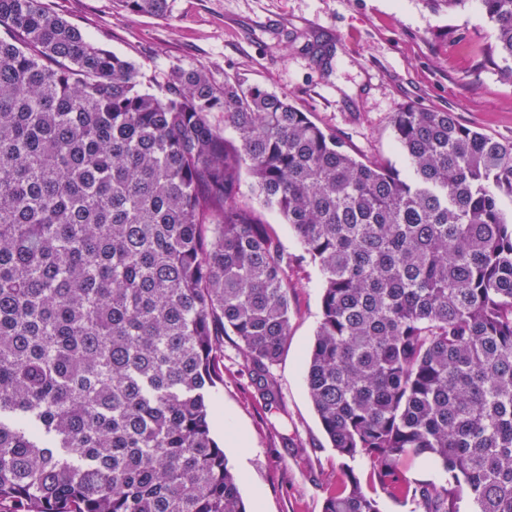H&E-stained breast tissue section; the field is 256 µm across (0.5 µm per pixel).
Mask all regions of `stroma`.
Listing matches in <instances>:
<instances>
[{"label": "stroma", "mask_w": 512, "mask_h": 512, "mask_svg": "<svg viewBox=\"0 0 512 512\" xmlns=\"http://www.w3.org/2000/svg\"><path fill=\"white\" fill-rule=\"evenodd\" d=\"M92 42L129 61L151 90L177 69L205 67L224 79L287 96L358 156L403 168L394 112L417 104L512 143V83L484 62L492 31L477 10L434 12L426 0H169L165 17L134 16L116 0H48ZM469 33L454 42L456 31ZM239 203L258 209L283 249L302 252L280 214L263 210L243 176ZM288 347L272 366L281 393L268 409L235 337L224 339V382L211 403V431L240 480L247 512H323L354 470L380 512H414L370 482L363 460L332 448L309 399L304 361L321 319L317 267L293 272Z\"/></svg>", "instance_id": "1"}]
</instances>
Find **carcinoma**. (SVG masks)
<instances>
[{"instance_id": "1", "label": "carcinoma", "mask_w": 512, "mask_h": 512, "mask_svg": "<svg viewBox=\"0 0 512 512\" xmlns=\"http://www.w3.org/2000/svg\"><path fill=\"white\" fill-rule=\"evenodd\" d=\"M427 2L475 5L512 82V0ZM0 28V505L246 512L210 428L224 335L278 408L307 258L306 386L332 447L422 512H512L511 143L411 104L392 118L401 172L202 67L153 92L44 0H0ZM244 169L303 255L237 203ZM408 456L445 483L401 479ZM323 512L379 508L349 472Z\"/></svg>"}]
</instances>
